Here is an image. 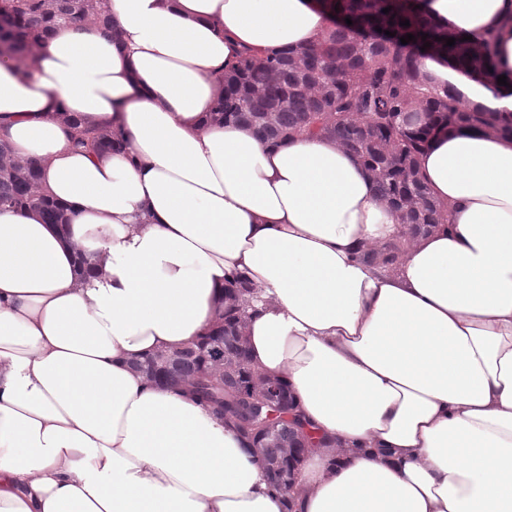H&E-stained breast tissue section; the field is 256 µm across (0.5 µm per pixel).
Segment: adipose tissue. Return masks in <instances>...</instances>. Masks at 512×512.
Masks as SVG:
<instances>
[{
	"instance_id": "obj_1",
	"label": "adipose tissue",
	"mask_w": 512,
	"mask_h": 512,
	"mask_svg": "<svg viewBox=\"0 0 512 512\" xmlns=\"http://www.w3.org/2000/svg\"><path fill=\"white\" fill-rule=\"evenodd\" d=\"M110 8L118 39L60 27L26 78L0 58V137L73 215L0 210V512H285L234 431L130 366L202 336L237 271L266 301L251 363L338 441L306 456L295 512H512V140L451 130L420 153L454 209L381 272L355 249L401 225L354 156L209 120L236 52L329 30L317 0ZM426 9L468 36L498 29L512 70V0ZM423 66L512 112L511 87ZM62 113L119 148L72 151ZM82 249L98 255L85 276Z\"/></svg>"
}]
</instances>
